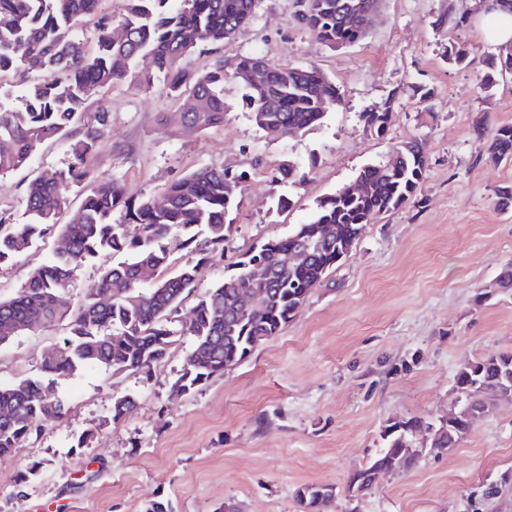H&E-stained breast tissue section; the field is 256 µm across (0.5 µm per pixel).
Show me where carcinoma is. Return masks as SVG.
Here are the masks:
<instances>
[{
	"instance_id": "obj_1",
	"label": "carcinoma",
	"mask_w": 512,
	"mask_h": 512,
	"mask_svg": "<svg viewBox=\"0 0 512 512\" xmlns=\"http://www.w3.org/2000/svg\"><path fill=\"white\" fill-rule=\"evenodd\" d=\"M100 0H0V73L8 69L35 73L21 104L0 85V174L29 165L36 147L48 140L71 138L74 162L66 170L32 181L26 191L28 220L13 224L0 216V266L59 227L50 259L30 273L14 297L0 300V345L52 322H67L63 347L43 360L33 376L0 386V456L9 454L48 423L59 422L66 407L55 392L53 377L79 366H105L115 373L149 371L162 361L172 344L192 337L173 384L187 395L251 355L264 341L299 313L312 289L336 266L337 252L348 253L364 225L405 206L417 196L425 178L427 158L421 141L412 138L395 146L377 164L363 167L354 182L367 190L344 186L317 203L313 218L288 235L269 239L236 261V272L209 289L189 317L175 325L173 313L196 288L198 264L224 250L233 212L239 210L250 179L247 170L222 165L199 168L174 181L164 192V204L153 199L135 202L117 183L101 185L88 194L66 224L59 215L69 185L86 177L88 159L108 126L110 115L97 113V126L74 127L81 120L91 92L127 76L142 62V83L161 76L175 97L193 99L180 113L181 122L206 129L224 123V79L219 52L224 41L252 16L256 0H127L125 14L113 36L112 16L98 14ZM366 0H303L300 21L322 44L336 48L367 35L363 24ZM96 17V42L90 50L75 35L82 18ZM213 56L203 70L178 66L193 55ZM491 72L482 89L492 88L495 74L512 70V52L488 56ZM239 70L260 68L264 79L245 86L246 104L256 126L279 139L295 137L321 124L339 94L315 67L274 64L249 55ZM379 134L391 120L389 109L363 115ZM491 158L512 161V126L491 136ZM288 162L271 174L274 184L295 178ZM190 249L197 263L181 267L143 288L139 270H162L171 253ZM298 250L301 260L277 264L279 253ZM116 258L104 268L83 302L73 305L65 288L78 265L102 255ZM256 287L260 297L249 308L237 304L238 293ZM512 380V353H500L464 364L456 373L455 389L462 405L437 425L396 422L383 435L385 446L352 485L360 493L380 475L393 472L396 458L409 463L415 456V433L425 432L435 448H453L473 429L472 419L486 416L488 396L500 394L504 377ZM334 497L326 485L297 491L304 512H320Z\"/></svg>"
}]
</instances>
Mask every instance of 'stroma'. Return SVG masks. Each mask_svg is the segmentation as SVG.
<instances>
[{"mask_svg": "<svg viewBox=\"0 0 512 512\" xmlns=\"http://www.w3.org/2000/svg\"><path fill=\"white\" fill-rule=\"evenodd\" d=\"M474 7L384 0L363 39L330 48L298 20L297 0H258L225 41V61L259 55L314 66L340 93L319 126L291 139L255 125L234 80L224 84L223 124L204 130L177 121L182 102L161 79L147 89L132 72L92 93L85 123L102 110L110 123L86 178L67 194L62 220L105 183H120L135 200L156 199L204 166L251 173L226 253L200 267L182 319L241 254L310 221L318 199L398 143L421 139L428 170L415 202L365 225L293 321L197 391L172 390L191 348L187 336L146 373L83 366L57 378L68 413L0 458V512H146L155 501L172 512H300L296 492L307 484L334 487L323 512H512L511 490L483 495L512 475V399H494L456 447L418 436L411 466L355 497L347 487L382 448L388 425L447 417L458 404L460 365L512 352V288L499 285L503 267H512V209L494 206L496 190L512 186V161L493 162L487 152L490 133L512 126V77L481 90L498 43L472 19L456 29L441 21L449 13L471 18ZM453 43L467 47L469 67L448 63ZM384 108L392 117L379 135L363 116ZM287 161L304 181L270 184L268 171ZM71 162L68 141H48L28 167L0 174V215L25 222L27 185ZM278 195L287 210H277ZM56 243L48 234L0 266V300L16 294ZM67 335L66 323L55 322L0 345V386L36 374ZM123 395L135 405L112 421V403ZM34 464L38 477L16 485V474Z\"/></svg>", "mask_w": 512, "mask_h": 512, "instance_id": "35a3bbf8", "label": "stroma"}]
</instances>
